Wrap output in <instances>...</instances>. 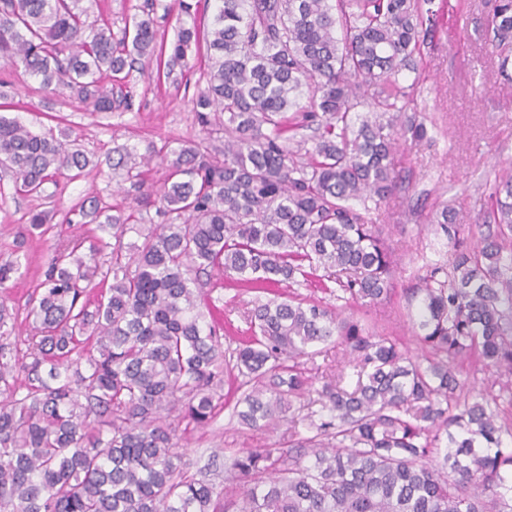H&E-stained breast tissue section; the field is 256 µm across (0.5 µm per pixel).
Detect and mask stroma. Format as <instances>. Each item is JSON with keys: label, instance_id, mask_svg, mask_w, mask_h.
Instances as JSON below:
<instances>
[{"label": "stroma", "instance_id": "1", "mask_svg": "<svg viewBox=\"0 0 512 512\" xmlns=\"http://www.w3.org/2000/svg\"><path fill=\"white\" fill-rule=\"evenodd\" d=\"M493 0H432L434 33L418 58L421 73L416 95L426 124L427 138L403 142L396 156L398 190L376 213L377 222L398 260L393 291L384 300L360 305L350 300L337 304L342 315L390 336L411 355L423 349L414 333L411 316L416 305L410 297L421 287L427 267L447 262L452 247L436 222L442 209H451L461 236L474 243L478 226L490 209L491 189L485 180L512 166V66L500 70L489 43L486 23ZM191 67L177 81L156 80L138 71L112 78L134 101L130 112H97L62 87H43L24 71L11 73L9 94L13 115L34 129L50 127L77 138L93 160H105L119 145L146 149L164 142H189L202 137V127L191 100L205 85L209 64L205 48L194 49ZM101 195L115 210L128 211L133 201L117 191L107 175L60 179L46 185L42 198L15 194L9 171L0 166V260L20 258L22 266L8 284L10 304L24 311L42 279L55 248L77 227L65 224L66 213L88 196ZM48 211L46 233L32 231L25 222L34 206ZM204 304L220 315L223 348L232 351L249 333L246 313L261 300L236 275L211 278L204 289ZM301 365L322 386L348 370L342 348L318 345ZM235 373L224 375V407L206 428L187 430L178 452L188 473L223 478L234 457L253 448L288 450L287 425L277 430H252L234 412L238 394Z\"/></svg>", "mask_w": 512, "mask_h": 512}]
</instances>
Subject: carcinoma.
I'll return each instance as SVG.
<instances>
[{
    "mask_svg": "<svg viewBox=\"0 0 512 512\" xmlns=\"http://www.w3.org/2000/svg\"><path fill=\"white\" fill-rule=\"evenodd\" d=\"M215 2L204 31L188 23L191 0L163 5L179 20L168 43L156 0L118 39L86 0H0V61L98 112L132 109L103 72L138 60L175 81L202 41L210 60L193 99L205 137L106 157L136 207L114 215L94 196L70 211L66 223L99 233L55 249L28 303L23 354L11 341L17 314L0 300V512H226L228 502L235 512H512V448L501 440L512 427L488 400L460 403L456 376L466 361L512 375L511 169L495 178L479 243L460 241L448 209L437 219L453 253L419 289L418 337L438 356L426 366L396 339L290 294L255 305L253 336L227 356L200 309L197 273L262 290L316 276L362 305L392 291L394 253L372 208L351 201L393 195L398 141L427 134L402 74L432 38L430 0ZM488 30L504 71L512 0H494ZM155 157L168 164L158 191L144 171ZM0 164L26 196L65 173H100L69 135L2 114ZM150 206L164 223L124 242ZM19 269L0 262V288ZM332 342L353 356L357 382H326L329 419L304 416L312 465L265 448L234 458L221 481L186 474L178 423L216 417L224 364L241 377L240 422L269 429L310 391L296 359Z\"/></svg>",
    "mask_w": 512,
    "mask_h": 512,
    "instance_id": "1",
    "label": "carcinoma"
}]
</instances>
